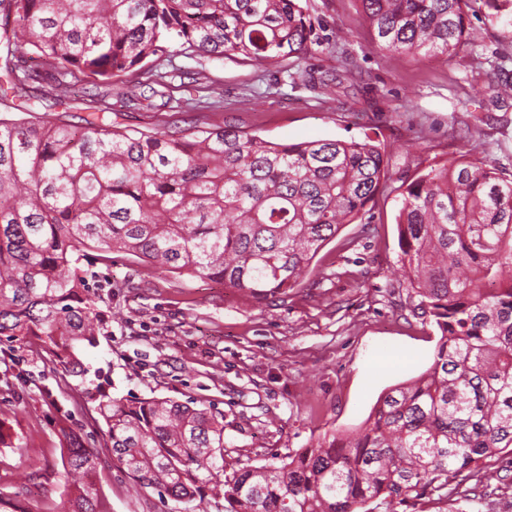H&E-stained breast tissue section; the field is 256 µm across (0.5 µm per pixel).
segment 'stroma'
<instances>
[{"mask_svg":"<svg viewBox=\"0 0 512 512\" xmlns=\"http://www.w3.org/2000/svg\"><path fill=\"white\" fill-rule=\"evenodd\" d=\"M317 40L286 59V73L234 58L173 54L162 70L198 73L219 106L180 113L183 127L238 125L295 143L377 134L389 174L361 220L344 225L287 296L258 303L222 283L179 275L116 253L81 267L102 317L86 349L85 378L62 379L34 351L0 345V498L27 512H63L66 496L59 421L95 445L97 388L121 398L195 399L224 413L227 466H260L348 433L387 389L423 373L439 340L400 282L396 221L402 186L449 159H496L512 170V99L491 89L498 67L512 69V25L491 0H473L475 53L443 59L393 58L377 49L357 0H306ZM336 74L332 91L321 73ZM96 486L112 512H217L159 499L134 487L110 456ZM389 512H512V453L459 476L445 498L392 504Z\"/></svg>","mask_w":512,"mask_h":512,"instance_id":"1","label":"stroma"}]
</instances>
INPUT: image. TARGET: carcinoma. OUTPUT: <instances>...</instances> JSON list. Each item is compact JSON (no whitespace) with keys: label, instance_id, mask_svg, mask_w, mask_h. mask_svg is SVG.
Listing matches in <instances>:
<instances>
[{"label":"carcinoma","instance_id":"1","mask_svg":"<svg viewBox=\"0 0 512 512\" xmlns=\"http://www.w3.org/2000/svg\"><path fill=\"white\" fill-rule=\"evenodd\" d=\"M379 49L420 58L474 53L471 0H357ZM301 0H0V342L32 346L84 377L99 312L80 264L89 252L219 281L262 300L288 295L318 251L374 202L387 150L360 139L280 143L235 126L149 130L107 98L129 74L165 97L150 66L171 45L190 57L267 70L309 51ZM104 91L81 127L26 104H67L78 79ZM399 262L415 309L439 332L431 366L384 392L357 430L227 472L224 413L167 397L97 392L112 462L160 499L224 512H372L440 493L512 449V174L490 158L447 161L401 192ZM64 512H106L99 453L68 429Z\"/></svg>","mask_w":512,"mask_h":512}]
</instances>
